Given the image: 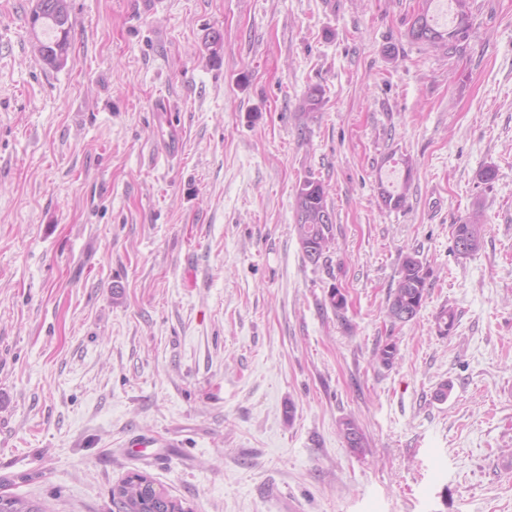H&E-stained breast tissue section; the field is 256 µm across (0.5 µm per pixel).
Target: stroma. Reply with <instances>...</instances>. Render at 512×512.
<instances>
[{"mask_svg": "<svg viewBox=\"0 0 512 512\" xmlns=\"http://www.w3.org/2000/svg\"><path fill=\"white\" fill-rule=\"evenodd\" d=\"M33 4L0 0V490L112 512L139 472L190 512H512V0H471L453 58L409 38L422 0H70L60 69ZM308 178L324 264L297 236ZM411 252L430 288L395 325ZM158 121V152L166 156H177L180 151L181 141L178 134L179 128L175 121V114L164 102L156 106ZM298 240L304 255L313 263L329 252L334 240V212L328 205L324 186L310 179L300 184L295 198ZM481 223L480 216L473 214L460 224H453V244L457 255L467 257L481 248L484 232V224ZM460 245L463 246L464 251L459 249ZM340 432L347 448L354 454H362L367 448L364 434L354 420L344 419L340 422Z\"/></svg>", "mask_w": 512, "mask_h": 512, "instance_id": "1", "label": "stroma"}]
</instances>
